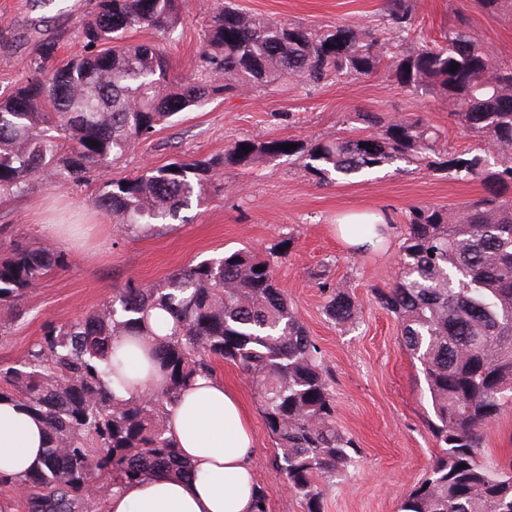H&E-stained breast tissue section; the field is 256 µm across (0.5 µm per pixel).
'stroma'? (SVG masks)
I'll list each match as a JSON object with an SVG mask.
<instances>
[{
    "mask_svg": "<svg viewBox=\"0 0 512 512\" xmlns=\"http://www.w3.org/2000/svg\"><path fill=\"white\" fill-rule=\"evenodd\" d=\"M0 0V93L30 75L29 51L36 41L56 39L58 62L78 53L74 37L90 0ZM218 0H184L183 23L166 41L175 74H190L201 48L203 27ZM245 12L308 25H375L383 0H236ZM426 34L439 36L456 14H468L495 55L512 58V16H491L472 0H418ZM419 112L444 131L446 147L471 150L473 143L448 119L445 105L404 93L384 76L319 87L283 81L255 94H229L204 108L179 114L150 141L84 179L55 188L36 184L19 199L0 200V254L14 243L47 242L67 257L14 308L0 306V364L21 360L48 323L64 324L99 308L113 289L150 285L188 264L241 247L264 250L290 239L275 273L317 344L332 379L339 429L353 437L360 457L348 475L326 491L323 512H397L428 469L436 442L427 425L429 407L420 397L416 369L400 343L398 323L373 298L374 288L392 281L400 264L405 215L415 205L461 206L482 195L481 183L460 184L430 171L386 166L330 186L316 184L297 156L280 155L244 169L224 170L223 192L186 213L184 223L132 233L92 204L105 185L176 159L224 152L241 140L294 139L309 142L357 127L356 113ZM388 214L393 233L375 251H351L336 232L350 214ZM346 283L361 304L353 326L341 327L324 314L325 296L314 278ZM216 375L235 390L252 423L253 464L267 495L269 512H303L277 475L274 444L267 434L250 385L227 363ZM484 460L512 462V410L484 430Z\"/></svg>",
    "mask_w": 512,
    "mask_h": 512,
    "instance_id": "stroma-1",
    "label": "stroma"
}]
</instances>
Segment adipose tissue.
<instances>
[{
  "label": "adipose tissue",
  "mask_w": 512,
  "mask_h": 512,
  "mask_svg": "<svg viewBox=\"0 0 512 512\" xmlns=\"http://www.w3.org/2000/svg\"><path fill=\"white\" fill-rule=\"evenodd\" d=\"M122 340L118 350L137 378L135 388L114 385L117 396L159 390L163 376L144 348ZM168 430L191 465L187 475L157 471L106 499L107 512H253L256 480L251 422L238 394L211 376L197 377L168 408ZM44 426L23 406L0 402V473L25 475L43 462Z\"/></svg>",
  "instance_id": "ef3b65f1"
}]
</instances>
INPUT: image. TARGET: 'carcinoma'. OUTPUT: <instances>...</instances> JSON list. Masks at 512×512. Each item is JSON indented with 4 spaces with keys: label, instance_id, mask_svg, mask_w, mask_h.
Instances as JSON below:
<instances>
[{
    "label": "carcinoma",
    "instance_id": "1",
    "mask_svg": "<svg viewBox=\"0 0 512 512\" xmlns=\"http://www.w3.org/2000/svg\"><path fill=\"white\" fill-rule=\"evenodd\" d=\"M180 4L95 0L76 30L83 52L64 64L56 41L34 44L33 75L0 94V197H24L38 181L62 186L83 178L182 112L282 81L318 86L383 74L411 95L448 104L482 153L447 150L441 130L423 114L357 112L359 131L288 151L283 145L292 139L242 140L222 154L113 182L94 204L132 232L169 224L222 189L226 166L257 167L289 151L325 186L398 163L482 183L484 193L457 209L408 211L400 271L373 297L394 315L418 363L438 448L400 512H512V463L493 469L481 460L483 428L512 408V61L496 59L462 13L440 41H427L416 25L415 0H384L373 27L282 24L226 0L206 24L196 70L172 79L163 40L182 23ZM474 4L512 14V0ZM137 28L157 39L127 42V31ZM281 247L285 242L263 251L244 247L157 284L116 288L90 314L47 325L22 361L1 363L0 398L43 420L46 448L43 466L0 484L33 490L31 512H92L113 489L151 472H188L167 434V407L224 361L255 391L276 448V472L306 512H322L325 488L346 477L361 450L337 426L331 377L276 279ZM66 263L49 244H15L0 255V305L18 303ZM318 285L327 318L355 323L360 303L349 288ZM154 310L170 317L160 333L150 326ZM147 335L154 337L151 355L164 387L119 398L104 382L112 375L129 383L114 358L117 342Z\"/></svg>",
    "mask_w": 512,
    "mask_h": 512
}]
</instances>
